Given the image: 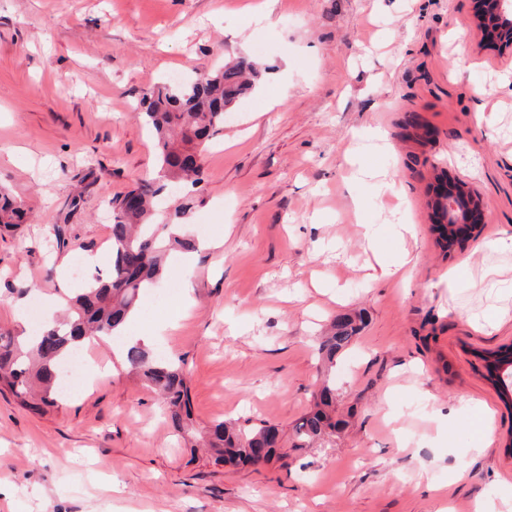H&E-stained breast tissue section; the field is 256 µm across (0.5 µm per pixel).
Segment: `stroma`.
<instances>
[{
    "label": "stroma",
    "instance_id": "35a3bbf8",
    "mask_svg": "<svg viewBox=\"0 0 512 512\" xmlns=\"http://www.w3.org/2000/svg\"><path fill=\"white\" fill-rule=\"evenodd\" d=\"M477 0H0V329L64 294L84 255L111 263L113 196L149 177L138 99L173 74L254 60L256 90L200 147L193 275L170 259L142 331L184 359L195 433L261 419L291 434L322 378L336 434L259 469L179 438L109 344L112 376L37 413L0 395V512H512V403L484 353L512 352V50L487 45ZM464 179L488 222L436 231L440 186ZM405 278H380L401 254ZM462 281L448 288V271ZM38 287L22 296L20 286ZM358 337L321 376L319 338ZM25 213L4 194H0V223L4 228H17L24 221ZM6 221H3L5 220Z\"/></svg>",
    "mask_w": 512,
    "mask_h": 512
}]
</instances>
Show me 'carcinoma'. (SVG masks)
I'll return each instance as SVG.
<instances>
[{
	"instance_id": "cac0c4a2",
	"label": "carcinoma",
	"mask_w": 512,
	"mask_h": 512,
	"mask_svg": "<svg viewBox=\"0 0 512 512\" xmlns=\"http://www.w3.org/2000/svg\"><path fill=\"white\" fill-rule=\"evenodd\" d=\"M260 73L244 58L229 61L216 74L177 83L165 82L145 91L140 115L155 132L159 146L157 176L112 198V262L106 277L74 289L69 314L53 326H42L27 337L0 330V393H9L23 408L46 412L59 407V379L64 363L80 349L81 338L123 336L129 315L137 311L146 284L160 281L171 251H194L196 242L171 232L172 225L153 222L158 198L168 186L200 174L195 148L224 126V112L253 89ZM137 198L128 207L126 199ZM25 213L0 194V223L16 228ZM358 327L345 317L318 346L319 359L333 362L351 345ZM123 365L163 402L173 427L190 433L189 379L182 360L153 356L138 344L123 342ZM335 389L325 383L314 395L310 411L293 426L294 447L307 448L330 435L341 422L333 416ZM205 443L218 463L260 466L284 456L282 430L268 422L242 427L218 421L205 433Z\"/></svg>"
}]
</instances>
